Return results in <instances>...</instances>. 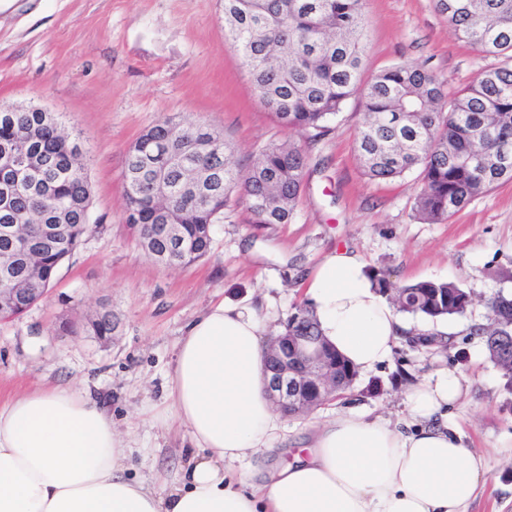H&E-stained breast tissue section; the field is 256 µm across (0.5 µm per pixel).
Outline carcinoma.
I'll return each mask as SVG.
<instances>
[{"mask_svg":"<svg viewBox=\"0 0 512 512\" xmlns=\"http://www.w3.org/2000/svg\"><path fill=\"white\" fill-rule=\"evenodd\" d=\"M224 27L232 47L248 67L254 89L277 122L310 133L315 141L353 95L362 99L364 121L356 149L364 174L391 181L416 170L421 182L416 212L425 221L451 219L474 198L512 180L506 169L489 168L483 158L503 152L512 158V0H437L453 32L475 50L502 58L464 88L448 94L447 79L413 63L380 70L366 84L361 72L367 32L366 0H222ZM192 128L165 118L146 129L126 157L123 192L126 213L138 245L149 257L168 243L159 229L175 225L187 247L177 264L189 265L210 251L213 226L224 217L231 197L245 200L253 223L286 224L303 190L304 149L271 144L247 167L234 161L224 138L214 132L209 151L181 157L178 130ZM45 156L44 176L32 184L20 176L7 200L0 199V250L9 248L14 224L22 225L34 248L30 262L0 253V282L48 288L90 224L91 188L84 165L67 168L58 158L79 144L58 119L33 112H0V153H22L28 140ZM369 276L379 291L407 314L432 322L467 316L471 292L454 282L421 280L396 286L383 271ZM481 337L490 361L512 389V295L498 293L487 302ZM87 331L104 339L116 329L110 313L88 317ZM285 330L320 336L312 309L299 306ZM336 392L351 388L358 371L340 358Z\"/></svg>","mask_w":512,"mask_h":512,"instance_id":"1","label":"carcinoma"}]
</instances>
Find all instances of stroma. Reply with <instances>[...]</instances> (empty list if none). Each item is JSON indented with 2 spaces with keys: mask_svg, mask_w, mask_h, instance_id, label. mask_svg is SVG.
<instances>
[{
  "mask_svg": "<svg viewBox=\"0 0 512 512\" xmlns=\"http://www.w3.org/2000/svg\"><path fill=\"white\" fill-rule=\"evenodd\" d=\"M363 75L409 62L444 77L449 91L498 65L449 28L435 0H367ZM55 113L77 136L91 185L87 237L58 270L45 299L0 320V397L70 385L110 401L112 421L129 433L138 472L175 473L189 457L185 428L164 415L165 388L187 326L221 301L261 307L271 331L308 298L304 283L336 246L391 282L451 281L470 290L467 317L438 323L408 317L413 331L438 332L440 347L401 339L390 361L359 374L345 398L283 417L281 445L295 448L313 422L359 412L396 423L410 381L440 369L464 375L467 394L450 423L477 451H492L488 480L469 512H512V392L489 361L473 325L486 302L512 292V181L476 197L450 220L415 211L416 173L368 179L355 137L363 121L350 98L317 142L281 127L256 97L231 45L219 0H12L0 11V104ZM166 117L222 132L240 164L269 145L305 146L304 190L289 223L257 227L244 203L230 202L209 254L188 266L156 264L126 222L127 152ZM119 320L111 340L86 335L84 317Z\"/></svg>",
  "mask_w": 512,
  "mask_h": 512,
  "instance_id": "1",
  "label": "stroma"
}]
</instances>
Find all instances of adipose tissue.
Listing matches in <instances>:
<instances>
[{
	"mask_svg": "<svg viewBox=\"0 0 512 512\" xmlns=\"http://www.w3.org/2000/svg\"><path fill=\"white\" fill-rule=\"evenodd\" d=\"M323 339L359 372L391 355L406 329L350 248L306 284ZM257 311L219 303L187 328L166 388L192 452L170 480L131 475L112 414L71 387L0 402V512H468L490 460L448 424L466 386L442 369L407 392L392 426L348 412L320 423L293 462L264 476L280 419L263 392Z\"/></svg>",
	"mask_w": 512,
	"mask_h": 512,
	"instance_id": "ef3b65f1",
	"label": "adipose tissue"
}]
</instances>
